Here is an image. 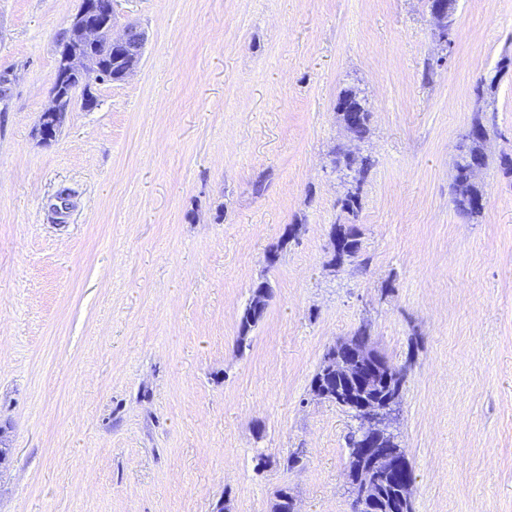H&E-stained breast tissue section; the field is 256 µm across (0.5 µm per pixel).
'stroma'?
<instances>
[{"label": "stroma", "mask_w": 512, "mask_h": 512, "mask_svg": "<svg viewBox=\"0 0 512 512\" xmlns=\"http://www.w3.org/2000/svg\"><path fill=\"white\" fill-rule=\"evenodd\" d=\"M80 6L0 0V512H268L282 488L351 512L355 422L311 384L362 326L406 370L414 512H512V0H456L448 48L429 0H117L143 58L45 144ZM480 108L466 220L454 165ZM351 147L374 161L353 215L330 168ZM338 223L362 251L333 267ZM350 97L352 100V104L358 108V110L362 112H355L360 115L359 122L355 128V135L361 139H366L370 134V117L371 113L367 109V100L364 96H361V93L358 89L349 88L344 91L342 96L340 97Z\"/></svg>", "instance_id": "obj_1"}]
</instances>
